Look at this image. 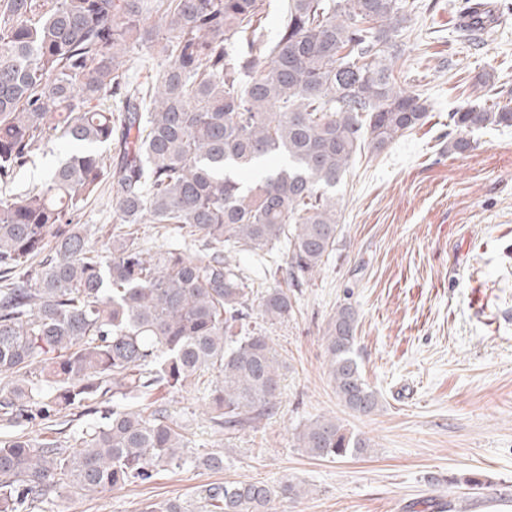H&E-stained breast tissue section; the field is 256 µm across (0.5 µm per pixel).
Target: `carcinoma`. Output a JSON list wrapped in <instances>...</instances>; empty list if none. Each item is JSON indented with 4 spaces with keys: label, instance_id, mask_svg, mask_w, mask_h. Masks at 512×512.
Here are the masks:
<instances>
[{
    "label": "carcinoma",
    "instance_id": "cac0c4a2",
    "mask_svg": "<svg viewBox=\"0 0 512 512\" xmlns=\"http://www.w3.org/2000/svg\"><path fill=\"white\" fill-rule=\"evenodd\" d=\"M417 9L282 0L271 33L265 0H0V375L19 380L0 393V420L49 430L66 411L99 415L72 448L43 432L0 440V512H49L63 488L110 490L182 468L185 428L165 407L120 406L128 396L181 392L214 372L211 421L224 439L273 413L280 362L251 325L254 291L237 255L286 254L287 267L266 269L275 285L258 308L266 323L287 321L292 289L336 250L335 190L354 158L429 117L394 74ZM135 55L164 59L144 84L131 81ZM489 126L512 127V106L448 113L450 150L473 149L465 133ZM50 140L77 152L16 189ZM100 190L115 223L174 224L200 255H151L131 232L96 247L79 214ZM325 339L337 397L373 413L351 305L336 308ZM297 441L315 458L371 448L331 418L304 425ZM302 495L290 481H226L150 512H272Z\"/></svg>",
    "mask_w": 512,
    "mask_h": 512
}]
</instances>
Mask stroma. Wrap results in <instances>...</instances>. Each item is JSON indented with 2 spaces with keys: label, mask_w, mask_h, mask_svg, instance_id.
I'll return each instance as SVG.
<instances>
[{
  "label": "stroma",
  "mask_w": 512,
  "mask_h": 512,
  "mask_svg": "<svg viewBox=\"0 0 512 512\" xmlns=\"http://www.w3.org/2000/svg\"><path fill=\"white\" fill-rule=\"evenodd\" d=\"M493 17L470 35L465 0H421L398 68L430 106L425 125L378 154L357 156L337 189L336 249L296 291L288 322L266 333L282 365L279 409L227 440L206 412L208 384L126 400L166 404L192 452L225 453L224 468L197 462L147 484L53 496L54 512H149L155 501L192 499L205 484L291 481L305 487L276 512H512V497L454 486L483 473L512 486V127L475 132L473 151L448 150V114L486 97L512 103V0H484ZM357 311L355 353L379 395L369 415L336 396L325 334L337 306ZM318 417L368 437L367 454L319 459L297 434Z\"/></svg>",
  "instance_id": "obj_1"
}]
</instances>
